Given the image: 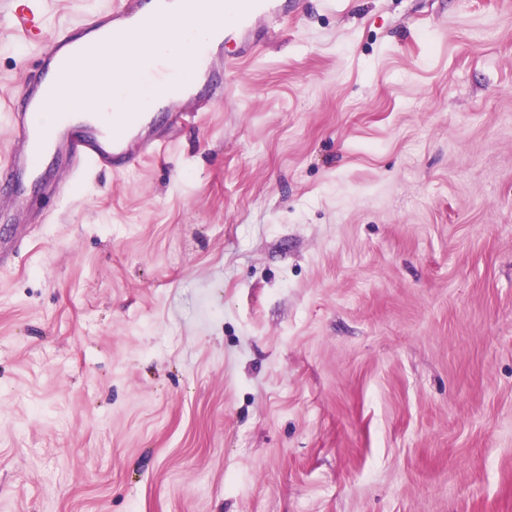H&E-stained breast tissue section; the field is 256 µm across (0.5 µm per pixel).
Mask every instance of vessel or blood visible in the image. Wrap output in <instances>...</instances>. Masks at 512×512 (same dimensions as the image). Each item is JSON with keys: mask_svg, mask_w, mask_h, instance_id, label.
Wrapping results in <instances>:
<instances>
[{"mask_svg": "<svg viewBox=\"0 0 512 512\" xmlns=\"http://www.w3.org/2000/svg\"><path fill=\"white\" fill-rule=\"evenodd\" d=\"M255 2V8L244 16L245 36L237 51L205 55L198 61L202 76L210 80L209 99L224 96V86L215 81V74L235 76L245 59L260 55L262 21L278 22L288 16V0ZM171 4L172 0H133L120 9H100L47 40L42 37L43 19L38 9L20 14L25 41L40 47L39 66L24 79L18 100L10 105L8 140L0 148V182L11 188L6 197L0 198V269L14 264L34 229L50 221L46 212L32 208L26 198V187L36 179L42 158L54 156L61 161L55 180L42 186L45 197L59 201L74 181L91 173H118L138 159L166 154L170 129L196 120L197 111L183 107V94L170 91L164 94L168 120L164 127L156 126L150 113L130 116L116 127L68 114L51 129L39 128L31 120L33 112L52 103L56 80L94 58L103 42L116 40L118 48L124 50L129 43L120 39L121 31L136 29L156 36L170 33Z\"/></svg>", "mask_w": 512, "mask_h": 512, "instance_id": "b4317fda", "label": "vessel or blood"}]
</instances>
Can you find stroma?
Segmentation results:
<instances>
[{
	"label": "stroma",
	"instance_id": "35a3bbf8",
	"mask_svg": "<svg viewBox=\"0 0 512 512\" xmlns=\"http://www.w3.org/2000/svg\"><path fill=\"white\" fill-rule=\"evenodd\" d=\"M34 59L0 8V135ZM226 86L0 269V512H512V0H302Z\"/></svg>",
	"mask_w": 512,
	"mask_h": 512
}]
</instances>
